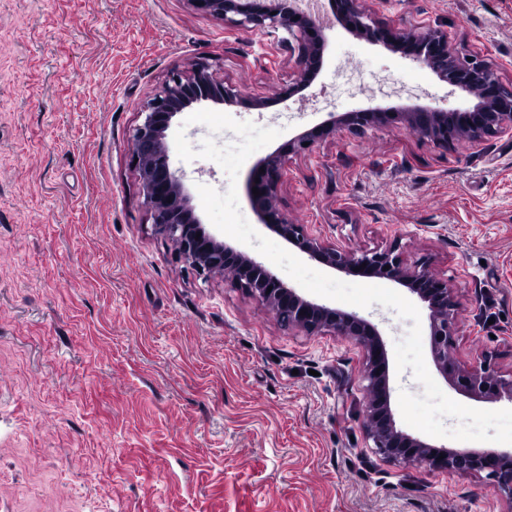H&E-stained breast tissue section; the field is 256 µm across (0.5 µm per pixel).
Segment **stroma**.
Here are the masks:
<instances>
[{
	"label": "stroma",
	"mask_w": 512,
	"mask_h": 512,
	"mask_svg": "<svg viewBox=\"0 0 512 512\" xmlns=\"http://www.w3.org/2000/svg\"><path fill=\"white\" fill-rule=\"evenodd\" d=\"M379 22L430 21L512 86V0H364ZM284 30L238 33L185 0H0V512H512L481 474L383 461L363 430L361 347L281 325L155 236L130 163L143 102L203 61L261 108L220 105L281 140L330 113L474 97L403 54L326 31L294 80ZM236 179L181 160L197 188ZM280 207L363 252L398 243L458 292L450 349L512 373V137L442 151L408 129L338 131L288 162Z\"/></svg>",
	"instance_id": "35a3bbf8"
}]
</instances>
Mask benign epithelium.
I'll return each instance as SVG.
<instances>
[{"label": "benign epithelium", "instance_id": "7a95c632", "mask_svg": "<svg viewBox=\"0 0 512 512\" xmlns=\"http://www.w3.org/2000/svg\"><path fill=\"white\" fill-rule=\"evenodd\" d=\"M194 9L238 31L249 32L276 25L295 43H286L294 58L296 79L282 89L287 100L309 87L324 64L325 38L315 17L299 7L301 0H187ZM344 28L371 43H380L429 69L439 80L467 90L480 86L484 97L470 110L415 106L396 112L365 109L331 115L261 160L248 179V193L261 224L300 253L348 275L375 277L395 282L427 304L431 353L440 374L455 389L485 402L512 403V374L499 375L483 361L465 367L449 354L454 325L460 310L455 288L426 264L404 262L395 243L361 255L310 236L279 208V190L288 172V160L309 152L315 144L332 138L336 130L353 134L371 127L401 124L420 141L448 150V144L466 141L479 146L486 140L512 137V88L496 68L479 55L460 60L437 24H417L397 30L372 21L361 0H333ZM211 101L232 105L262 106L265 100L245 98L217 77L205 62L171 72L142 105L143 120L131 135L132 164L141 182L144 205L157 236L172 243L177 258L208 278L225 275L233 284L264 304L278 321L291 329L317 336L330 333L355 340L364 355L367 402L363 428L376 453L386 461L412 462L429 471L486 473L487 486L512 499V453L469 449L438 450L396 427L390 405L389 362L377 326L359 315L318 303L284 283L248 252L226 243L208 231L190 204L182 178L170 163L167 143L172 119L180 112Z\"/></svg>", "mask_w": 512, "mask_h": 512}]
</instances>
